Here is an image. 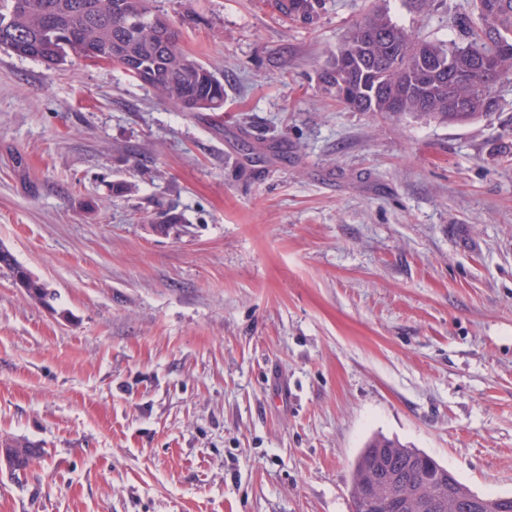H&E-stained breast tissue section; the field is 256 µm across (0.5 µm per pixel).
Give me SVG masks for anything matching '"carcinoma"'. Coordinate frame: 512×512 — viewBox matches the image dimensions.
<instances>
[{
    "label": "carcinoma",
    "mask_w": 512,
    "mask_h": 512,
    "mask_svg": "<svg viewBox=\"0 0 512 512\" xmlns=\"http://www.w3.org/2000/svg\"><path fill=\"white\" fill-rule=\"evenodd\" d=\"M272 12L291 24L311 26L323 0H266ZM472 13L454 19L456 38L431 42L374 9L358 20L319 75L324 91L356 112L372 116L401 112L427 121L466 123L491 115L502 80H512V0H471ZM77 29L111 64L181 112H217L224 107V81L199 62L180 40L178 30L154 12L149 0H0V48L37 60L55 70L77 53L68 33ZM497 32L509 49L492 53L484 36ZM494 55L495 70L483 61ZM350 68L347 87L336 89V63ZM152 230L168 236L183 223L181 214L162 209L145 217ZM24 282L27 296L45 303V283L0 249V270ZM394 448L398 461L412 449L382 435L371 437L356 457L351 485L369 462L370 449ZM424 472H405V491L417 493Z\"/></svg>",
    "instance_id": "carcinoma-1"
}]
</instances>
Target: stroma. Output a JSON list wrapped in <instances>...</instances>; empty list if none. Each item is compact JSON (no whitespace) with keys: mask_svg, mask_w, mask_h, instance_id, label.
Wrapping results in <instances>:
<instances>
[{"mask_svg":"<svg viewBox=\"0 0 512 512\" xmlns=\"http://www.w3.org/2000/svg\"><path fill=\"white\" fill-rule=\"evenodd\" d=\"M153 6L223 111L0 50V244L54 295L0 270V440L37 449L0 512H351L376 433L512 495V84L448 125L319 82L367 11L445 41L467 0ZM324 0H266L267 5L273 13L288 21L291 24H302L311 26L319 18V10ZM306 16L303 20L295 16L299 11ZM145 222L152 224V230L159 235L169 236L177 227V224H183V217L175 210L162 209L155 214V217H145Z\"/></svg>","mask_w":512,"mask_h":512,"instance_id":"1","label":"stroma"}]
</instances>
